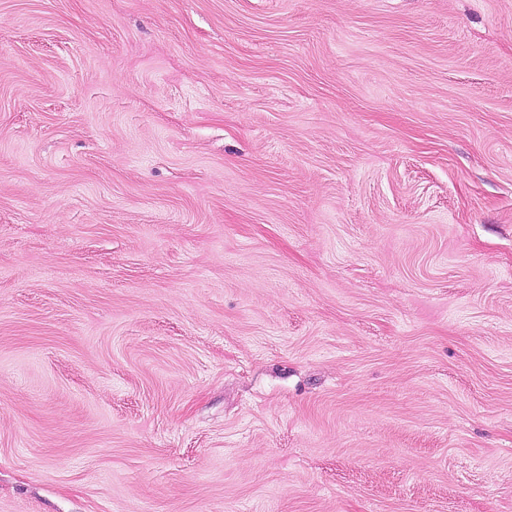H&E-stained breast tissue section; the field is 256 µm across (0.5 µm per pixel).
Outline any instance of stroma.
Instances as JSON below:
<instances>
[{
	"label": "stroma",
	"mask_w": 512,
	"mask_h": 512,
	"mask_svg": "<svg viewBox=\"0 0 512 512\" xmlns=\"http://www.w3.org/2000/svg\"><path fill=\"white\" fill-rule=\"evenodd\" d=\"M0 512H512V0H0Z\"/></svg>",
	"instance_id": "35a3bbf8"
}]
</instances>
